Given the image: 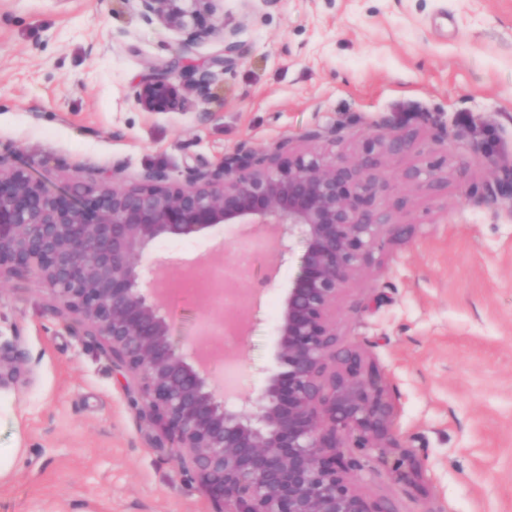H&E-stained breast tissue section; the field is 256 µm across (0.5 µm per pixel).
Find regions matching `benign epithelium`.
Masks as SVG:
<instances>
[{"label":"benign epithelium","mask_w":512,"mask_h":512,"mask_svg":"<svg viewBox=\"0 0 512 512\" xmlns=\"http://www.w3.org/2000/svg\"><path fill=\"white\" fill-rule=\"evenodd\" d=\"M144 24L186 35L187 44L219 38L222 53L198 69L174 58L150 67L134 98L151 114L183 109L189 96L213 98L215 73L243 55V22L224 21L223 0H119ZM342 126L316 125L303 145L256 151L239 147L184 183L148 171L143 182L91 171L50 191L22 165L0 156V285L34 274L59 313L106 342L126 373L141 413L162 427L170 454L192 472L220 512H392L355 487L352 471L378 459L400 483L425 480L423 449L395 423L397 404L363 350L343 343L333 311L402 223L378 200L393 184L434 190L439 165L387 168L414 148L412 133L376 126L357 153L337 149ZM484 198L512 202V170L486 185ZM227 224L255 233L272 228L271 251L283 264L304 244L297 273L273 320L280 370L259 390L231 389L216 360L182 340L163 301V238H191ZM31 368L17 339H0V390L28 383ZM350 443L361 458L336 449Z\"/></svg>","instance_id":"7a95c632"}]
</instances>
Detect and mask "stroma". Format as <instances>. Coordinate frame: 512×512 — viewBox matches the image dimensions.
<instances>
[{"label":"stroma","instance_id":"obj_1","mask_svg":"<svg viewBox=\"0 0 512 512\" xmlns=\"http://www.w3.org/2000/svg\"><path fill=\"white\" fill-rule=\"evenodd\" d=\"M247 53L218 77L215 96L150 114L133 97L150 65L195 66L219 53L209 39L144 25L120 0H0V146L51 189L122 164L184 181L245 145L301 144L316 125L342 127L355 152L374 124L406 127L425 163L430 113L453 137L448 183L436 192L395 187L408 226L389 240L336 305L343 342L365 350L386 381L396 426L425 452L423 489L398 483L377 459L356 472L359 491L393 512H512V206L468 197L512 164V0H273L244 17ZM170 273L205 281L244 270L214 307L263 318L213 336L237 357L236 383L258 389L277 371L272 316L296 267L271 282L268 256L215 227L152 250ZM179 337L204 315L186 289L168 299ZM0 332L17 333L32 381L0 394V512H217L170 457L163 430L139 413L105 343L56 310L31 274L0 290Z\"/></svg>","mask_w":512,"mask_h":512}]
</instances>
